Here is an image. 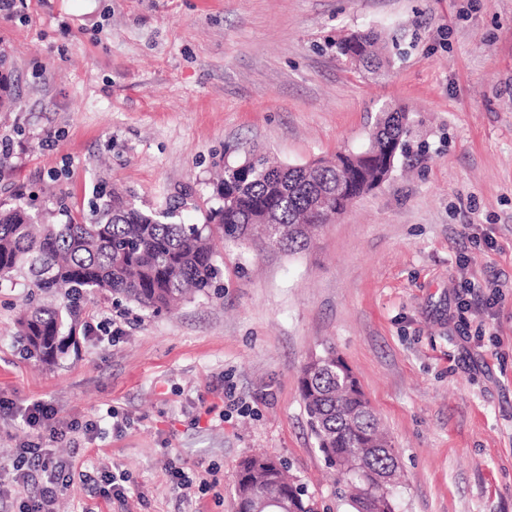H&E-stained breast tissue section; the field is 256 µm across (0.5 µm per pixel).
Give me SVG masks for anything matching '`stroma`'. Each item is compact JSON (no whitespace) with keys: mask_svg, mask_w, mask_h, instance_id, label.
I'll use <instances>...</instances> for the list:
<instances>
[{"mask_svg":"<svg viewBox=\"0 0 512 512\" xmlns=\"http://www.w3.org/2000/svg\"><path fill=\"white\" fill-rule=\"evenodd\" d=\"M369 28L378 77L333 46ZM0 45L18 102L0 200L75 216L104 180L148 208L192 190L199 224L245 150L305 165L362 149L383 104L415 122L390 178L308 249L218 242L223 294L170 313L91 298L94 331L55 364L23 351L22 291L0 286V464L37 440L130 477L122 500L72 479L57 512H235L239 461L267 452L319 512H353L298 383L331 347L397 455L395 512H512V0H26ZM38 400L97 432L38 438Z\"/></svg>","mask_w":512,"mask_h":512,"instance_id":"stroma-1","label":"stroma"}]
</instances>
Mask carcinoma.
Returning a JSON list of instances; mask_svg holds the SVG:
<instances>
[{"label":"carcinoma","instance_id":"obj_1","mask_svg":"<svg viewBox=\"0 0 512 512\" xmlns=\"http://www.w3.org/2000/svg\"><path fill=\"white\" fill-rule=\"evenodd\" d=\"M373 31L336 42V52L358 65L380 69ZM12 58L0 53V109L13 99L8 90ZM411 133L408 112L384 105L360 151L339 153L342 166L279 163L249 149L224 165L213 186L218 205L201 224L178 221L170 206L144 209L134 193L93 191L88 209L74 218L65 207L37 208L20 198L0 202V281L27 288L18 336L27 354L52 365L75 344L84 326L82 303L105 295L151 313L169 311L190 296H208L218 275L215 234L248 238L278 224L276 244L290 252L307 248L312 237L356 198L376 187L383 171L395 167ZM67 217L62 222L59 216ZM300 391L319 451L354 488L352 507L371 498L376 512H394L389 492L358 474L384 471L395 451L380 432L378 418L355 376L333 350L306 363ZM237 512H251L254 500L288 496L289 512H314L282 463L270 455L242 459L235 481Z\"/></svg>","mask_w":512,"mask_h":512}]
</instances>
